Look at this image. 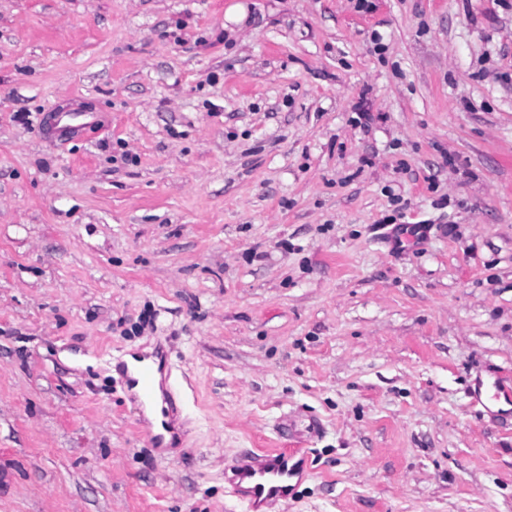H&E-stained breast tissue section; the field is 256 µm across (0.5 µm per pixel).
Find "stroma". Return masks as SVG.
<instances>
[{
  "label": "stroma",
  "instance_id": "35a3bbf8",
  "mask_svg": "<svg viewBox=\"0 0 512 512\" xmlns=\"http://www.w3.org/2000/svg\"><path fill=\"white\" fill-rule=\"evenodd\" d=\"M276 448L269 512H512V0H0V512Z\"/></svg>",
  "mask_w": 512,
  "mask_h": 512
}]
</instances>
